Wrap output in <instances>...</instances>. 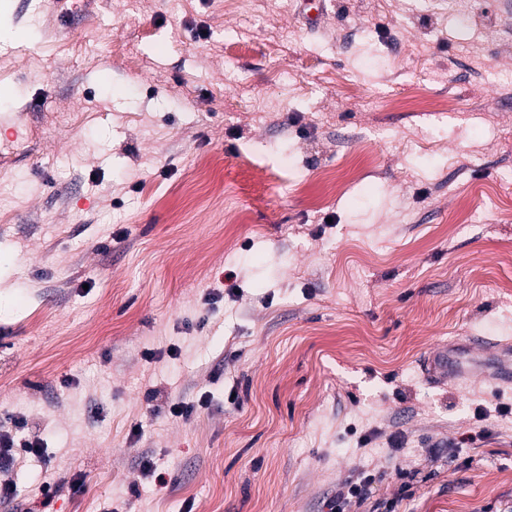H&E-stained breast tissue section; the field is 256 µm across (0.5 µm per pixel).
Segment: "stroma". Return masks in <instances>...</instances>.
Returning a JSON list of instances; mask_svg holds the SVG:
<instances>
[{"label":"stroma","instance_id":"1","mask_svg":"<svg viewBox=\"0 0 512 512\" xmlns=\"http://www.w3.org/2000/svg\"><path fill=\"white\" fill-rule=\"evenodd\" d=\"M0 25V421L51 458L0 512L46 481L53 512H323L362 469L348 512L512 505V414L459 444L512 336V0H326L317 28L299 0H0ZM468 338L470 382L424 377ZM153 386L209 402L176 419ZM375 474L369 471L358 473L355 478L343 480L336 489V495L325 503L328 512H345L352 500L363 503L369 499Z\"/></svg>","mask_w":512,"mask_h":512}]
</instances>
